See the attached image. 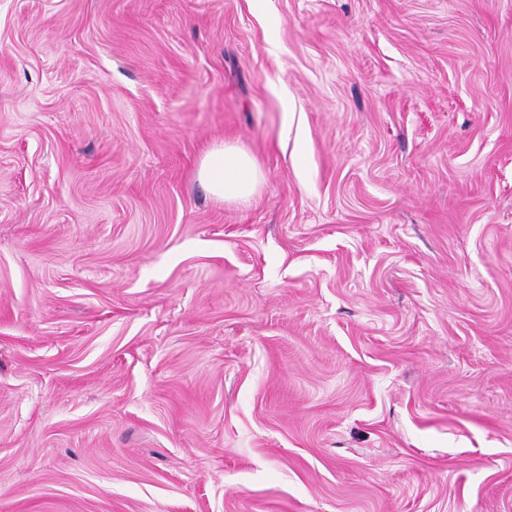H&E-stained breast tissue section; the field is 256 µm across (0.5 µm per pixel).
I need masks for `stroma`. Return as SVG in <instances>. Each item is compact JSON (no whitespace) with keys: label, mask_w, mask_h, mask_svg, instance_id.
Here are the masks:
<instances>
[{"label":"stroma","mask_w":512,"mask_h":512,"mask_svg":"<svg viewBox=\"0 0 512 512\" xmlns=\"http://www.w3.org/2000/svg\"><path fill=\"white\" fill-rule=\"evenodd\" d=\"M0 512H512V0H0ZM198 178L217 200L241 201L255 193L262 173L252 156L233 147L221 146L205 155Z\"/></svg>","instance_id":"1"}]
</instances>
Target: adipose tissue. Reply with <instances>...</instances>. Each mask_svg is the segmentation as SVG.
<instances>
[{
    "instance_id": "obj_1",
    "label": "adipose tissue",
    "mask_w": 512,
    "mask_h": 512,
    "mask_svg": "<svg viewBox=\"0 0 512 512\" xmlns=\"http://www.w3.org/2000/svg\"><path fill=\"white\" fill-rule=\"evenodd\" d=\"M198 178L217 200L241 201L255 193L262 173L252 156L232 147L221 146L205 155Z\"/></svg>"
}]
</instances>
